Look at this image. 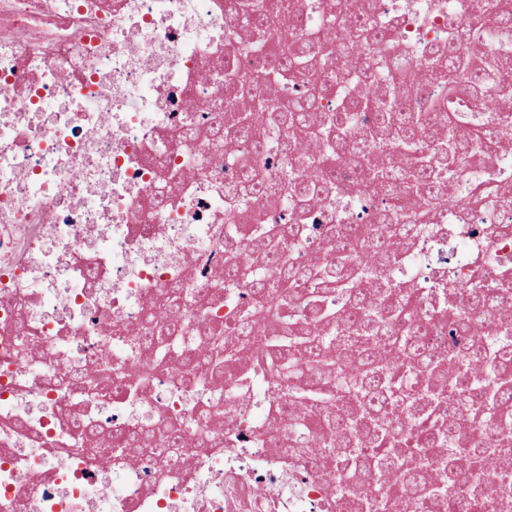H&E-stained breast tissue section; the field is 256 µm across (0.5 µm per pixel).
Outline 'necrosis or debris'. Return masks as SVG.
<instances>
[{"label":"necrosis or debris","mask_w":512,"mask_h":512,"mask_svg":"<svg viewBox=\"0 0 512 512\" xmlns=\"http://www.w3.org/2000/svg\"><path fill=\"white\" fill-rule=\"evenodd\" d=\"M350 21L389 42L379 60L326 35L333 0H0V512H352L322 458L293 449L289 422L269 423L278 374L255 357L213 375L206 338L250 305L256 290L224 288V238L273 277L252 245L292 221L297 172L270 142L226 137L241 84L277 61L244 50L257 7L274 37L323 40L316 75L341 64L372 73L414 70L415 53L447 48L455 24L483 20L487 49L512 67V28L487 23L488 0H372ZM437 85L420 80L400 101L441 150ZM251 163L274 190L241 205L234 189ZM494 181L512 192V141L495 138L448 184V205L392 265L416 289L433 353L457 344L435 318L449 287L468 292L512 267V204H471ZM384 194L330 193L306 208L289 256H324L338 224L377 226ZM174 324L152 347L148 317ZM192 356V373L182 355ZM242 407L225 416L224 399ZM138 433L135 452L118 441ZM507 512L512 487L467 482L455 499L409 500L406 512Z\"/></svg>","instance_id":"obj_1"}]
</instances>
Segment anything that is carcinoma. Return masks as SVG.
Returning <instances> with one entry per match:
<instances>
[{
    "label": "carcinoma",
    "mask_w": 512,
    "mask_h": 512,
    "mask_svg": "<svg viewBox=\"0 0 512 512\" xmlns=\"http://www.w3.org/2000/svg\"><path fill=\"white\" fill-rule=\"evenodd\" d=\"M482 33L466 24L456 31L454 38L474 47L473 53L463 57H444L443 50L430 51L425 60L427 71L453 96L463 76L471 72V61H476L495 72L503 69L499 58L484 50ZM344 39L351 46L357 45L367 52H376L381 36L362 26L344 29ZM281 57H297L306 64L293 77L302 78L314 70L316 53L308 42L300 44L278 43ZM370 78L367 73L339 74L335 81L322 83L303 103L288 101L278 108L276 127L281 150L290 154L298 144L315 129L329 137L332 146L326 155L306 152L300 158L303 175L292 188L293 202L304 211L308 200L317 192L335 189L329 177L333 167L358 159L366 163L360 179L351 192L360 193L368 188L382 186L391 196L392 204L386 213L389 227L386 234L373 236L365 224H339L335 230L336 262L315 261L302 270L288 265L283 258L278 276L260 278L257 269H250L238 260L239 246L233 239L225 241L228 253L224 281L233 288L242 279L258 283V299L249 314L241 317L235 326H224V335L210 337L209 346L224 352V366L240 365L247 360L254 343L252 327L261 323L271 326L268 342L277 368L288 372L294 385L278 392L280 404L292 408L313 409L322 407L327 412L324 420L314 416H300L295 429L307 437L333 438L328 453L335 459V470L345 471L344 493L353 494L354 487L363 479L375 474L389 473L394 487L376 505L377 512H396L398 503L405 497L425 498L436 492H451L468 478L469 471L480 470L490 460L499 462L512 458V439L504 435L493 448H464L457 444L456 426L444 424L436 417L440 404L450 400L465 405L464 420L476 427L492 418L490 411L505 420L512 419V397L508 393L490 392L487 382L476 377L489 372L494 377L508 375L512 367L509 351L500 355L494 364L484 360L479 347L455 353L458 371L448 372L442 359L429 358L420 342L417 299L410 290L400 285L377 296L373 289L385 284L372 282L336 310L322 311L318 305L310 307L311 315L301 321H290L281 314L279 306L271 299L288 294V300L303 298L304 285L311 292L321 295L334 292L348 283L365 282L374 266H390L398 253L407 250L416 236L427 228V220L434 217L443 206L444 199L438 192H429L423 199L421 211L413 213L415 223L401 224L399 220L421 197L423 180L435 183L444 181V174H454L457 167L471 160L481 149L485 132L478 125L465 130L456 122V113L446 117L448 152L439 155L430 164L421 167L420 173H405L393 166H385L372 156L371 151L347 143L345 132L354 118V110L365 102L349 97L345 108L327 118L317 112L318 98L332 89L343 91L346 86ZM408 74H395L386 78L387 86L376 97V123L368 137L373 148L385 145L413 148L425 135L420 122L395 110L392 90L397 83L411 82ZM299 232L296 224H278L267 238L273 252L285 253L288 241ZM504 284L496 285L468 299L467 304L451 308L449 334L454 336L470 328L469 311L479 310L483 319L496 325L512 316V296L499 292ZM389 322L410 332L407 347L402 349V370L399 375L385 373L384 361L390 345L389 337L375 328L376 321ZM336 322V333L322 334L319 325ZM371 449L369 453H353L358 445ZM446 448L448 458L443 468L447 475L439 487H431L417 473L425 458L423 449Z\"/></svg>",
    "instance_id": "obj_1"
}]
</instances>
